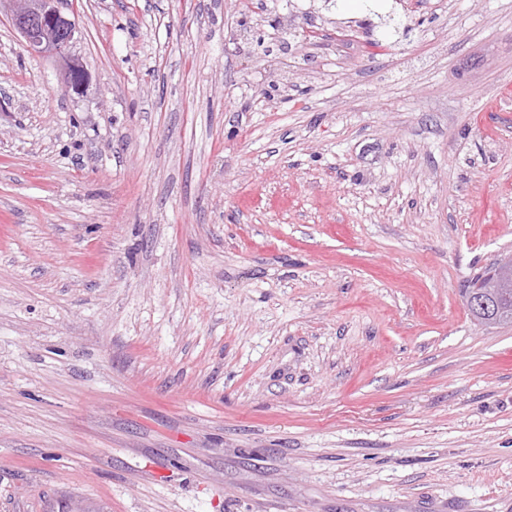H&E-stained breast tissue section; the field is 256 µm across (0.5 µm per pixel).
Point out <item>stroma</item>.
<instances>
[{
	"label": "stroma",
	"mask_w": 512,
	"mask_h": 512,
	"mask_svg": "<svg viewBox=\"0 0 512 512\" xmlns=\"http://www.w3.org/2000/svg\"><path fill=\"white\" fill-rule=\"evenodd\" d=\"M74 7L78 93L0 16V512H512V0ZM471 317L478 322V324L494 327L490 325L491 321H498L499 325H507L512 323V286L511 288H500L495 296L492 308L487 312V315L477 314L469 311ZM502 324V325H500Z\"/></svg>",
	"instance_id": "stroma-1"
}]
</instances>
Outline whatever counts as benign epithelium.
Returning <instances> with one entry per match:
<instances>
[{
  "mask_svg": "<svg viewBox=\"0 0 512 512\" xmlns=\"http://www.w3.org/2000/svg\"><path fill=\"white\" fill-rule=\"evenodd\" d=\"M9 5V21L32 56L72 59L77 32L76 11L63 9V0H0Z\"/></svg>",
  "mask_w": 512,
  "mask_h": 512,
  "instance_id": "obj_1",
  "label": "benign epithelium"
}]
</instances>
